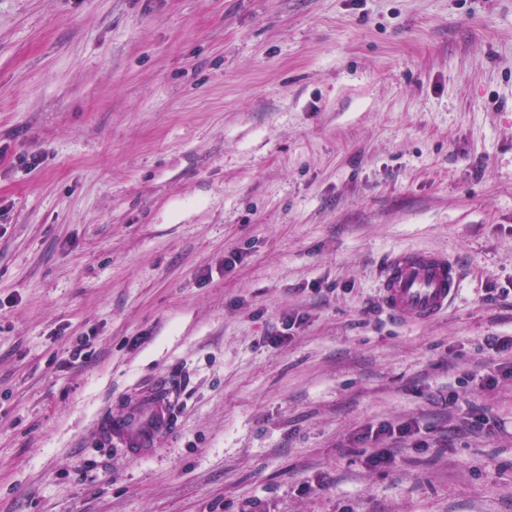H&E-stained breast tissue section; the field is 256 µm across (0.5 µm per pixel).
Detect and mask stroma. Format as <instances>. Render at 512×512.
I'll use <instances>...</instances> for the list:
<instances>
[{
  "label": "stroma",
  "mask_w": 512,
  "mask_h": 512,
  "mask_svg": "<svg viewBox=\"0 0 512 512\" xmlns=\"http://www.w3.org/2000/svg\"><path fill=\"white\" fill-rule=\"evenodd\" d=\"M407 249L460 266L433 322L380 302ZM511 283L512 0H0V512H512V380L466 382ZM161 376L131 460L98 424ZM175 391L174 382L159 379L146 401L130 404L120 417L105 419L101 430L124 448L132 460L152 456L160 439L177 425ZM422 429L417 419L412 418L397 424H381L374 428L368 425L362 429L358 439L371 445L368 448V454L365 457V464L370 469H386L396 464V449L389 447H380L382 442L391 440L400 447L409 446L416 450H426L430 448L426 439H422Z\"/></svg>",
  "instance_id": "obj_1"
}]
</instances>
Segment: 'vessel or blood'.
Masks as SVG:
<instances>
[{
	"label": "vessel or blood",
	"instance_id": "obj_1",
	"mask_svg": "<svg viewBox=\"0 0 512 512\" xmlns=\"http://www.w3.org/2000/svg\"><path fill=\"white\" fill-rule=\"evenodd\" d=\"M461 290V275L447 253L405 250L389 257L380 291L388 315L402 324L428 323L448 312ZM175 384L159 379L146 401L130 404L124 414L104 420L102 429L133 460L153 455L161 438L177 425Z\"/></svg>",
	"mask_w": 512,
	"mask_h": 512
}]
</instances>
